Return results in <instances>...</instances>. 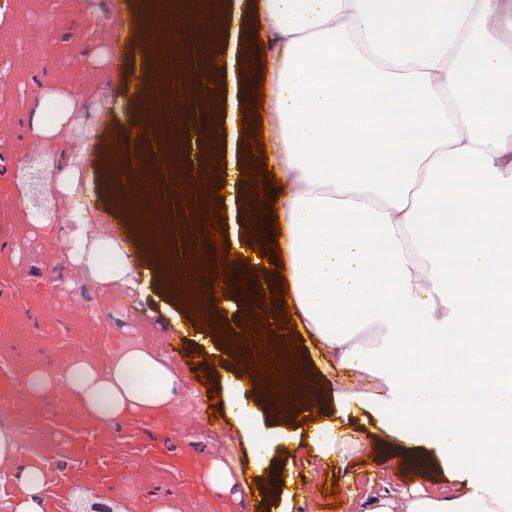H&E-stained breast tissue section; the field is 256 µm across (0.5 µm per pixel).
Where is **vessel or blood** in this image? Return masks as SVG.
Masks as SVG:
<instances>
[{
    "label": "vessel or blood",
    "instance_id": "b4317fda",
    "mask_svg": "<svg viewBox=\"0 0 512 512\" xmlns=\"http://www.w3.org/2000/svg\"><path fill=\"white\" fill-rule=\"evenodd\" d=\"M29 361L16 357L0 364V417L14 421L21 440L33 439L40 445L43 462L62 457L71 460L72 469L53 481L45 500L46 512H56L73 483L97 488L109 498L122 487L123 467L115 446L124 441L131 459L147 458L182 478V489L189 496H203L201 461L190 452L170 451L174 419L157 410H142L112 428L88 413L73 392L59 391L57 399L30 397L23 380L30 371Z\"/></svg>",
    "mask_w": 512,
    "mask_h": 512
}]
</instances>
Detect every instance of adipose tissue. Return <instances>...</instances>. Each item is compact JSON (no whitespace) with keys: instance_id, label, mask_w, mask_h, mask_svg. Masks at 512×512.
<instances>
[{"instance_id":"1","label":"adipose tissue","mask_w":512,"mask_h":512,"mask_svg":"<svg viewBox=\"0 0 512 512\" xmlns=\"http://www.w3.org/2000/svg\"><path fill=\"white\" fill-rule=\"evenodd\" d=\"M271 165L225 172L228 195L282 182L280 232L265 279L286 285L327 370L357 371L375 388L334 395L315 446L322 457L361 448L345 428L373 420L402 448L459 450L470 474L455 494L421 489L372 498L368 512H512V0H261ZM73 204L45 235L63 234L68 264L102 283L132 285L123 242L90 236L91 183L63 170ZM113 422L175 397L177 378L152 353H115L107 369L71 361L32 370L27 390L58 385ZM224 408L248 439L252 467L287 447L247 405L232 375ZM47 471L32 460L21 494L0 512H44Z\"/></svg>"}]
</instances>
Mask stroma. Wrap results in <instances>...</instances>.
I'll use <instances>...</instances> for the list:
<instances>
[{"label":"stroma","instance_id":"obj_1","mask_svg":"<svg viewBox=\"0 0 512 512\" xmlns=\"http://www.w3.org/2000/svg\"><path fill=\"white\" fill-rule=\"evenodd\" d=\"M53 18L52 35H44L29 13L0 20V52L9 47L18 30H25L33 47L28 52L12 53L16 74L14 85L0 87V158L8 173L0 177V235L12 238V252L0 254V264L12 268L13 281L6 287L12 297L19 329L33 338L50 337L53 345L71 348L75 359L93 363L109 361L113 354L129 345L148 350L166 361L179 379V396L168 408L180 426L172 441L174 452L192 449L202 460L232 459L244 479H251L253 468L247 448L237 428L218 432L199 426L201 402L212 401L222 389L223 376L214 372L217 358L225 351L249 353L248 344L226 340L219 327L224 311L218 306L199 308L197 284L185 272L191 264L208 266L205 257L194 254L188 239L172 240L168 229V210L155 206L158 196L154 176L135 167L128 170L129 180L113 185L112 170L124 166V158L113 146L123 126L137 124L147 129L149 137L139 147L140 155L165 159L170 176L169 200L192 196L199 180L187 176L188 186L178 189L176 179L185 176L184 158L209 161L213 171L244 166L254 154L274 152L271 138H260L268 117L260 115L259 91L265 83L259 60L267 45H256L247 38L250 29L261 27L264 17L260 0H222L224 19L223 71L209 69V34L203 19L209 13L208 0L172 7L171 0H125L122 12L110 15L99 0H43ZM175 9L181 42L197 60L194 70L181 67L182 54L176 50L154 51L144 59L143 47L150 35L134 26V19L148 12ZM118 29L129 65L142 73L139 97L126 96L112 79L106 55L108 33ZM231 87L230 95L215 99L211 86ZM63 94L75 103H90L87 112L72 116L70 126L58 137L54 150H46L42 139L30 127L31 109L50 94ZM183 112L196 113L199 129H222V138H203L178 143L168 151L165 143L177 127ZM80 173L83 180L99 183V194L84 199L92 233L101 225H118V236L136 255L135 274L150 273L146 288L101 284L86 270L67 265L65 241L60 237L37 234L36 211L62 219L70 200L57 190L47 189L39 201H31L28 178L42 171L47 182H55L59 167ZM215 207L200 211V221L193 227L202 232L209 219H217L224 233L226 248L237 251L254 244L257 238H269L271 225H256L254 214L260 201L219 196ZM63 273L66 288H46L40 306H29L21 294L33 279L42 274ZM120 305L111 322H104L98 310ZM182 339L179 353L168 349V337ZM293 355L288 363L295 366V381L280 386L265 384L259 391H247L246 398L259 417L271 422H287L291 441L285 456L275 457L269 491L259 499L258 512H277L284 489H295L307 480V498H294L291 512H364L367 499L387 494L399 498L404 490L417 487L431 494H451L467 476L468 460L459 458L451 468L440 464L413 473L397 466L389 453H369V446L379 444L381 436L372 426L355 421L352 429L362 436L365 450L346 448L336 457L322 458L310 444V437L325 420L332 403L330 385L350 392L370 391L373 380L359 372H333L324 376L311 358L306 337L293 340ZM283 402H276V393ZM311 407L303 416L294 411L301 402ZM331 483L341 494L340 504L325 501L321 484ZM154 500L173 499L180 512H212L208 500L182 496L180 478L148 459L127 464L124 488L108 501H101L87 486L75 485L61 502L58 512H94L107 503L111 512H138L142 496Z\"/></svg>","mask_w":512,"mask_h":512}]
</instances>
